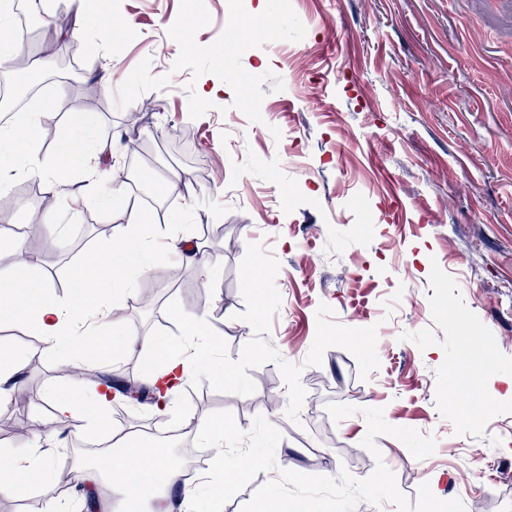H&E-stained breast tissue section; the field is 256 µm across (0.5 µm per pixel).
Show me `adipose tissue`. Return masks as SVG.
Wrapping results in <instances>:
<instances>
[{
  "mask_svg": "<svg viewBox=\"0 0 512 512\" xmlns=\"http://www.w3.org/2000/svg\"><path fill=\"white\" fill-rule=\"evenodd\" d=\"M91 113H68L63 137L58 151L60 161L50 172L53 182L65 186L73 171L91 170L96 165L97 149L85 138L93 124ZM39 123L36 113L24 112L10 126L0 130V169H16L26 173L39 172L38 165ZM158 226L137 210L129 211L125 227V241L118 248H101L102 265L76 267L70 276L72 300L64 304L57 300L46 287L35 279H27L23 289L0 290V316L31 326L44 344L46 356L66 355L75 362L87 358L88 352L75 341L79 320L89 311L107 314L112 297L128 293V272L132 259L152 253ZM120 253L122 270L112 273L105 260L112 253ZM96 350L100 353L139 350L151 354L147 377L158 391L172 394L177 384L199 375L216 376L218 363L201 364L194 353L151 336H130L122 344H115L111 328L96 332ZM54 428H69L77 414H85L89 426L98 429L108 417L110 397L94 393L92 398H72L68 394L51 397ZM113 454L110 457L104 481L112 489L113 497L121 506L137 502V512H167L168 486L166 477L172 466L168 451L147 448L133 442L128 433L116 428L112 431ZM35 476L41 485H48L53 470L46 458H24L9 454L0 455V493L19 495L27 491L28 476Z\"/></svg>",
  "mask_w": 512,
  "mask_h": 512,
  "instance_id": "obj_1",
  "label": "adipose tissue"
}]
</instances>
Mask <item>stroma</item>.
Segmentation results:
<instances>
[{
	"instance_id": "obj_1",
	"label": "stroma",
	"mask_w": 512,
	"mask_h": 512,
	"mask_svg": "<svg viewBox=\"0 0 512 512\" xmlns=\"http://www.w3.org/2000/svg\"><path fill=\"white\" fill-rule=\"evenodd\" d=\"M104 3L135 37L111 44L85 28L49 55L29 42L45 65L36 91L0 95L2 121L21 108L37 113L44 168L6 177L12 226L35 234L21 254H0V269L27 261L29 275L68 299L70 272L96 251L98 227L114 242L126 225L80 171L56 211L47 208L56 189L45 170L67 112L93 82L104 102L89 138L112 147L99 171L119 170L125 196L160 231L153 280L137 276L117 301L116 341L163 328L175 298L238 359L254 336L238 318L239 265L258 243L280 263L268 344L302 364L325 304L342 325L377 326L380 359L364 379L350 352L327 348L301 375L296 423L268 363L250 370L251 395L187 383L163 415L131 406L113 426L147 439L190 416L229 411L246 430L260 414L282 434L281 468L364 479L381 459L409 499L426 482L465 512H512V0H244L234 12L226 0ZM254 21L273 39L249 36ZM184 27L188 51L173 41ZM145 170L187 176L190 188L145 206ZM183 235L214 261L211 274L168 251ZM0 345L25 356L27 397L21 408L0 406V449L49 457L58 471L98 465L95 449L69 450L48 423L50 392L89 393L96 382L43 355L31 329L0 322ZM149 360L106 353L95 368L143 387ZM331 403L359 412L337 423ZM366 407L433 437L434 453L415 459L383 435L373 456L361 444ZM51 498L113 512L111 495L73 479L0 494V512H45Z\"/></svg>"
}]
</instances>
